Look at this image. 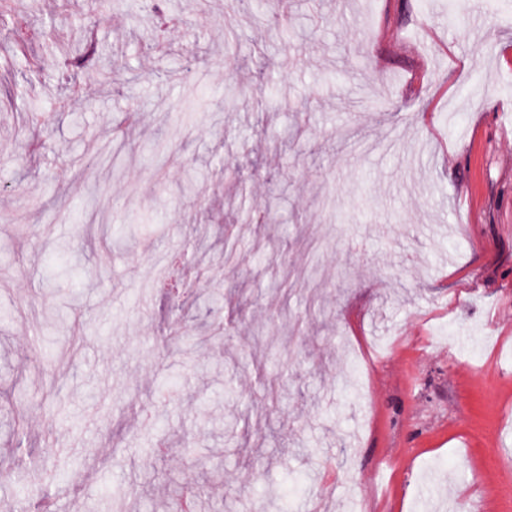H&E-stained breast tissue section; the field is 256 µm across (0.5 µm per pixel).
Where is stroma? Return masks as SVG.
<instances>
[{
	"instance_id": "obj_1",
	"label": "stroma",
	"mask_w": 512,
	"mask_h": 512,
	"mask_svg": "<svg viewBox=\"0 0 512 512\" xmlns=\"http://www.w3.org/2000/svg\"><path fill=\"white\" fill-rule=\"evenodd\" d=\"M197 3L0 25V504L512 512V0Z\"/></svg>"
}]
</instances>
